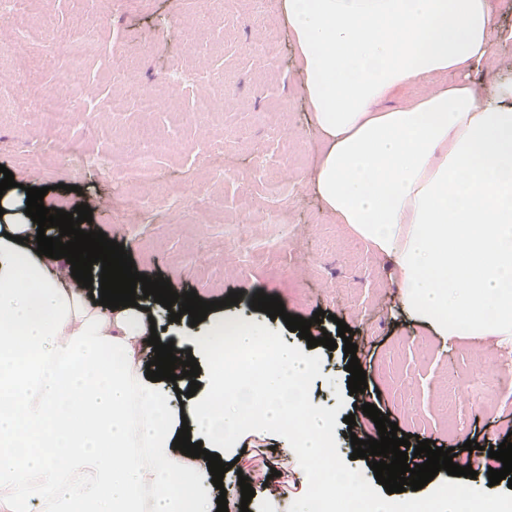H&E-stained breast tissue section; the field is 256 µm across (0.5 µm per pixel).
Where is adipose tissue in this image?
<instances>
[{
  "mask_svg": "<svg viewBox=\"0 0 512 512\" xmlns=\"http://www.w3.org/2000/svg\"><path fill=\"white\" fill-rule=\"evenodd\" d=\"M298 48L302 93L324 148L312 188L337 223L386 258L414 323L512 354V75L472 76L491 52L489 0H277ZM414 85L427 93L400 100ZM31 219L0 225V512H216L204 458L173 441L189 425L204 449L250 428L284 429L310 495L332 500L350 470L318 467L331 415L307 398L313 359L255 322L224 371L210 323L174 354L205 361L188 421L183 380L154 382L143 353L149 313L103 311L61 288L37 254ZM499 503L437 486L429 512Z\"/></svg>",
  "mask_w": 512,
  "mask_h": 512,
  "instance_id": "ef3b65f1",
  "label": "adipose tissue"
}]
</instances>
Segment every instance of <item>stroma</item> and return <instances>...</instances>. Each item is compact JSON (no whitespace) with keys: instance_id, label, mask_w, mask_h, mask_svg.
I'll list each match as a JSON object with an SVG mask.
<instances>
[{"instance_id":"1","label":"stroma","mask_w":512,"mask_h":512,"mask_svg":"<svg viewBox=\"0 0 512 512\" xmlns=\"http://www.w3.org/2000/svg\"><path fill=\"white\" fill-rule=\"evenodd\" d=\"M490 3L500 29L491 37L487 83L512 69V0ZM23 22L26 49L5 53L0 65L23 77L35 74L39 88L59 74L38 65L50 42L91 27L98 47L85 60L80 117L59 132L80 148L66 164L32 177L22 161L25 151L46 146L59 133L37 123L30 99L0 110V165L14 175L17 203L26 202L27 188L43 187L47 208L70 213L88 205V230L123 245L139 273L163 277L177 293L193 290L209 302L240 292L238 304L222 308V315L265 323L299 349L308 348L306 340L282 319L251 308L254 293L279 296L287 313L311 320L317 338L336 336V322L344 320L368 386L350 393L343 348L318 346L312 348L321 363L315 398L337 417L330 459L361 470L364 492L382 490L367 459L351 457L352 438L378 435L374 422L354 410L371 403L399 431L454 448L456 464L476 471L473 484L486 495L512 496L507 482L490 485L487 475L502 467L490 458L489 446L512 435L505 419L512 400L499 392L503 357L486 341L464 337L450 344L413 324L400 308L387 261L324 209L311 185L322 142L309 122L297 50L277 0H223L217 13L206 0H135L128 10L93 14L76 11L71 0H34ZM190 35L199 38L206 69L184 53ZM118 56L132 61L134 82L114 70ZM176 67L188 77L176 92L175 110L143 114L140 94L161 91ZM206 93L213 108L197 111ZM127 130L173 143L157 157L159 199L144 214L127 205L136 187L121 186L89 163L114 134ZM215 167L228 175L209 193L202 180ZM318 310L327 313L319 324L312 320ZM348 415L355 426L345 423ZM469 440L477 442L476 450H464ZM226 454L236 461L225 481L228 512H239L235 489L242 475L255 489L253 512H279L305 490L279 431L247 432Z\"/></svg>"}]
</instances>
